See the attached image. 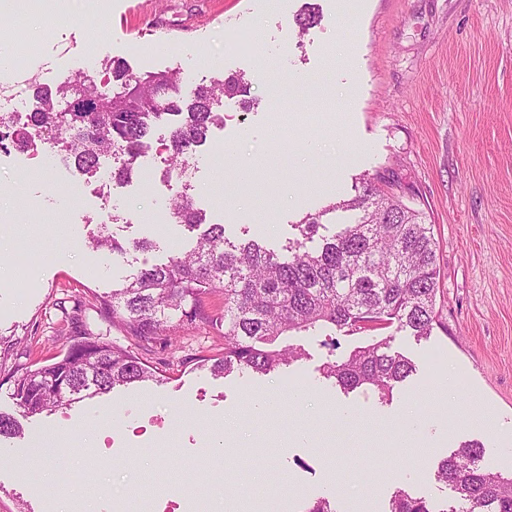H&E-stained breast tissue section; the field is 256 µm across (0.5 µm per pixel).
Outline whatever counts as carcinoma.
I'll return each mask as SVG.
<instances>
[{"instance_id":"cac0c4a2","label":"carcinoma","mask_w":512,"mask_h":512,"mask_svg":"<svg viewBox=\"0 0 512 512\" xmlns=\"http://www.w3.org/2000/svg\"><path fill=\"white\" fill-rule=\"evenodd\" d=\"M122 91L110 93L83 78L55 88L34 89L37 109L19 125L0 115V128L14 147L32 135L45 137L63 160L98 176L99 158L112 153V180L127 181L148 147L153 128L172 126L164 144L163 176L185 177L196 147L207 139L216 109L224 99L246 92L241 75L222 77L187 98L180 72L168 69L134 74L121 64L112 67ZM76 98L70 111H54V99ZM99 111H94V108ZM395 174L378 171L355 187L356 195L308 213L294 224L298 235L279 249L257 239L232 241L224 225L206 223L184 193L171 204V218L193 232L194 246L164 263L144 265L101 296L112 322L139 348L170 339L182 329L205 325L224 338V353L209 370L215 377L234 372L268 375L306 355L299 343L280 344L284 337L319 336L340 331L363 334V345L341 361H328L323 377L344 394L372 387L390 400L394 389L416 372L415 364L391 350L392 328L410 329L417 337L431 335L438 321L440 268L433 225L423 211L394 193ZM338 210L356 212V220L309 246L322 218ZM89 247L125 254L147 252L156 243L143 237L118 238L107 224L89 232ZM219 295L223 306L210 310L204 298ZM69 337L62 357L32 368L21 367L4 379L21 416L51 413L98 394H107L155 379L134 351L78 326H62ZM24 430L12 414L0 411V441L21 438ZM483 446L465 441L437 462L436 480L453 492V503L399 489L388 512H512V473L481 465Z\"/></svg>"}]
</instances>
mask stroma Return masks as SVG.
I'll list each match as a JSON object with an SVG mask.
<instances>
[{"mask_svg": "<svg viewBox=\"0 0 512 512\" xmlns=\"http://www.w3.org/2000/svg\"><path fill=\"white\" fill-rule=\"evenodd\" d=\"M310 6L320 19L302 35L295 18ZM198 10L42 0L19 15L0 0V60L15 55L17 31L41 63L99 83H112L113 60L180 69L188 96L244 75L246 95L225 100L196 152L207 222L281 245L305 214L394 171L434 226L441 324L426 339L395 332L392 349L417 371L388 404L320 373L361 345L355 335L332 348L307 339L305 357L274 375L220 378L204 362L223 341L206 326L158 340L142 353L155 380L22 419L24 438L0 461V512H251L266 484L281 490L275 512L318 497L336 512H386L399 488L449 497L436 464L469 440L485 465L511 472L512 0H219L204 22ZM63 11L75 25L49 29ZM162 169L139 166L112 190L114 232L156 244L118 256L86 246L105 204L87 175L60 159L0 160V378L63 353L57 330L73 315L124 343L100 295L191 238L165 219L182 183ZM259 400L272 416L255 417ZM39 430L57 436L58 456L28 455Z\"/></svg>", "mask_w": 512, "mask_h": 512, "instance_id": "1", "label": "stroma"}]
</instances>
